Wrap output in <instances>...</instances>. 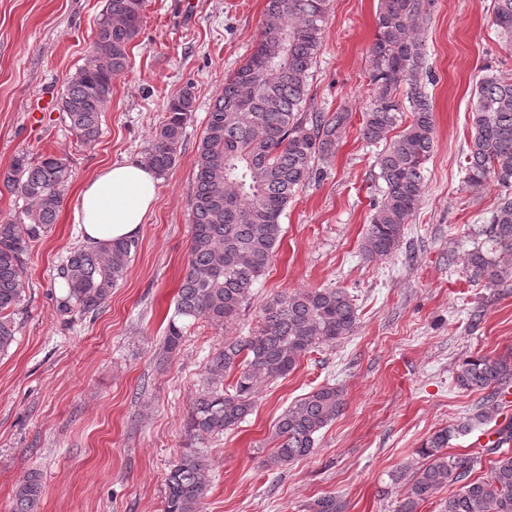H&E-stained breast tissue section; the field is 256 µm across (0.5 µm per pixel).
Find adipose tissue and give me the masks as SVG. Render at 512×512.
Masks as SVG:
<instances>
[{
	"label": "adipose tissue",
	"instance_id": "ef3b65f1",
	"mask_svg": "<svg viewBox=\"0 0 512 512\" xmlns=\"http://www.w3.org/2000/svg\"><path fill=\"white\" fill-rule=\"evenodd\" d=\"M160 178L142 159L104 167L87 180L75 206L85 243L137 238L151 210Z\"/></svg>",
	"mask_w": 512,
	"mask_h": 512
}]
</instances>
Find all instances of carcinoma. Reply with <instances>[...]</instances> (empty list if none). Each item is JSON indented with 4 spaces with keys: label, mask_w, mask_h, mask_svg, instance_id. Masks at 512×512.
Listing matches in <instances>:
<instances>
[{
    "label": "carcinoma",
    "mask_w": 512,
    "mask_h": 512,
    "mask_svg": "<svg viewBox=\"0 0 512 512\" xmlns=\"http://www.w3.org/2000/svg\"><path fill=\"white\" fill-rule=\"evenodd\" d=\"M433 5L434 0L378 3V32L371 47L373 95L361 125L367 143H384L376 156L383 188L362 244L370 260L396 252L424 194L434 120L424 83L430 70L415 26ZM329 6L330 0H267L254 51L224 79V91L208 112L188 192L192 233L175 316L164 338L168 353L183 341L180 319H204L214 326L238 320L280 242L281 217L289 202L323 174L317 162L335 154L348 113L307 108ZM145 7L146 0H107L91 55L60 97L69 128L85 146L100 137V115L112 96V80L129 64ZM495 25L511 48L512 0H496ZM194 102L189 86L167 102L146 154L160 176L176 163ZM470 113L473 135L462 163L464 182L491 181L501 194L488 223L477 231L465 270L471 281L491 287L512 278V73L489 70L482 75ZM397 126L400 133L386 139ZM69 176L66 160L54 154L34 158L22 153L0 171V183L27 202L20 214L0 219V353L15 341L24 256L56 223ZM137 250L133 239L70 251L57 268L66 288L59 310H98L125 279ZM357 325V309L346 289L310 288L273 296L261 307L254 330L225 338L224 347L208 360L187 421V443L166 476L164 512H202L210 467L202 445L245 421L260 386L287 376L321 345L352 335ZM230 375L235 382L226 390L224 379ZM456 384L487 392V402L423 442L426 464L409 480L396 512H418L448 484L459 488L440 503L439 512H512V449L506 448L511 430L498 431V440L477 454H448L450 440L491 419L497 395L512 384V356L470 357L459 365ZM343 408L341 389L330 384L298 399L277 419L275 445L262 465L278 470L311 454L318 434ZM489 454L494 458L486 472L473 478ZM42 491L40 476L27 474L15 487L13 512H36Z\"/></svg>",
    "instance_id": "carcinoma-1"
}]
</instances>
